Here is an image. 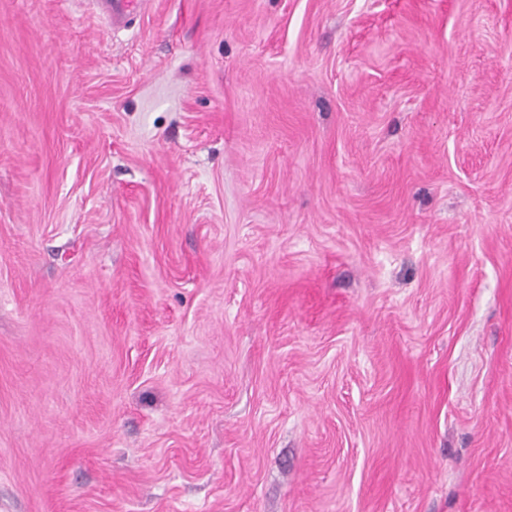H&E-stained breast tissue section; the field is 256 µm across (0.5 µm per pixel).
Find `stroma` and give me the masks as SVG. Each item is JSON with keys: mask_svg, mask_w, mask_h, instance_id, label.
Listing matches in <instances>:
<instances>
[{"mask_svg": "<svg viewBox=\"0 0 512 512\" xmlns=\"http://www.w3.org/2000/svg\"><path fill=\"white\" fill-rule=\"evenodd\" d=\"M0 512H512V0H0ZM103 3L106 8L107 22L112 21V26H128L132 20L134 11L142 10L146 6L144 0H94Z\"/></svg>", "mask_w": 512, "mask_h": 512, "instance_id": "1", "label": "stroma"}]
</instances>
